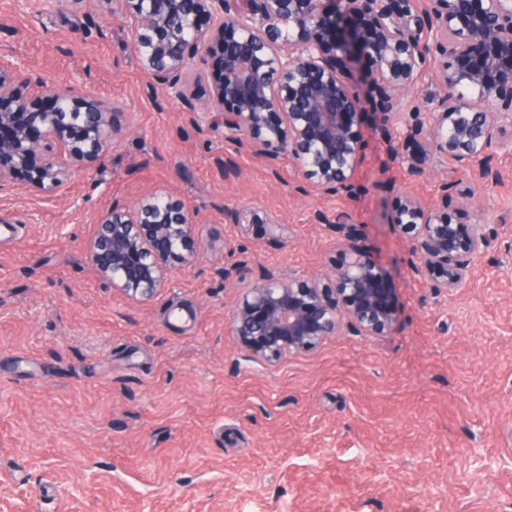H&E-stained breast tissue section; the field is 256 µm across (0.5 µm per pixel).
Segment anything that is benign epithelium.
<instances>
[{
    "label": "benign epithelium",
    "instance_id": "benign-epithelium-1",
    "mask_svg": "<svg viewBox=\"0 0 512 512\" xmlns=\"http://www.w3.org/2000/svg\"><path fill=\"white\" fill-rule=\"evenodd\" d=\"M140 24L134 50L144 70L190 103L182 72L201 48L221 75L212 90L211 122L242 133L267 164L281 154L313 186L355 193L366 159L365 128L388 126L404 93L437 57L448 95L431 120H414L390 138L391 157L420 173L425 148L490 179L496 151L512 150V0H126ZM371 69L357 74L360 60ZM0 67V124L21 112L25 127L0 139V187L27 158L44 163L29 179L49 192L111 145L113 130L99 102L78 84L45 87L51 100L12 96ZM368 86V112L358 86ZM84 120L59 121L60 108ZM195 212L165 193L132 208L107 210L96 225L89 254L115 291L148 299L161 287L168 264L194 256ZM411 244V267L436 291L462 287L496 229L448 218V202L426 207L406 197L389 218ZM339 258L331 273L285 276L264 268L242 287L231 315L234 335L252 359L277 363L313 352L349 328L389 336L401 316L393 279L360 235L336 221Z\"/></svg>",
    "mask_w": 512,
    "mask_h": 512
}]
</instances>
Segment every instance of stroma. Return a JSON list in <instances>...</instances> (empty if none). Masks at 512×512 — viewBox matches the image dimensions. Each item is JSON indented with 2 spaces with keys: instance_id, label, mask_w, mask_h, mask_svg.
I'll use <instances>...</instances> for the list:
<instances>
[{
  "instance_id": "35a3bbf8",
  "label": "stroma",
  "mask_w": 512,
  "mask_h": 512,
  "mask_svg": "<svg viewBox=\"0 0 512 512\" xmlns=\"http://www.w3.org/2000/svg\"><path fill=\"white\" fill-rule=\"evenodd\" d=\"M134 34L125 0H0L13 89L76 80L119 110L110 149L65 186L0 188V512H512V152L494 180L433 151L416 176L390 160L388 133L446 92L430 69L390 131L367 130L357 198L326 193L211 124L210 57L188 66V106L143 70ZM156 191L195 211L196 253L133 300L88 242L104 207ZM406 194L499 225L464 288L412 270L387 222ZM339 215L390 270L397 328L248 358L231 329L242 285L331 271Z\"/></svg>"
}]
</instances>
